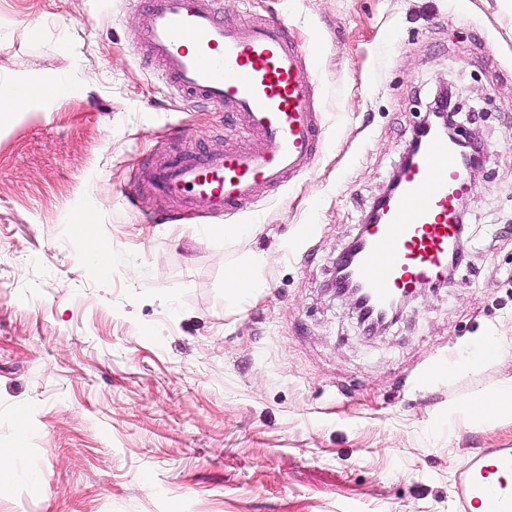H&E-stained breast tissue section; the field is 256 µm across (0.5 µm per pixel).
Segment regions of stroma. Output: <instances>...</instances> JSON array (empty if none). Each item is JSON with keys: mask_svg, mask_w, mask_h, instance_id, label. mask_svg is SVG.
<instances>
[{"mask_svg": "<svg viewBox=\"0 0 512 512\" xmlns=\"http://www.w3.org/2000/svg\"><path fill=\"white\" fill-rule=\"evenodd\" d=\"M319 47L322 147L308 171L220 218L127 198L159 152L249 139L146 64L132 0H0V93L61 76L48 112L0 129V512H459L462 463L512 451L471 424L512 380V0H221ZM448 86L488 162L452 284L365 336L332 262ZM93 224L105 276L73 223ZM318 227L315 237L306 225ZM259 281L227 298L226 273ZM455 361V373L442 369ZM509 355H511V346L504 345L492 337H487L477 346L476 353L472 357V360L491 362L502 360Z\"/></svg>", "mask_w": 512, "mask_h": 512, "instance_id": "1", "label": "stroma"}]
</instances>
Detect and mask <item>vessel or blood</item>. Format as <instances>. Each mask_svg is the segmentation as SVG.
<instances>
[{"instance_id": "obj_1", "label": "vessel or blood", "mask_w": 512, "mask_h": 512, "mask_svg": "<svg viewBox=\"0 0 512 512\" xmlns=\"http://www.w3.org/2000/svg\"><path fill=\"white\" fill-rule=\"evenodd\" d=\"M219 0H142L137 34L166 85L235 113L253 138L224 149L166 156L138 172L132 194L147 189L212 217L278 190L304 172L319 147L315 88L306 60L312 49L294 42L287 24L271 18L227 23ZM470 191L457 145L424 135L398 191L369 226L350 270L374 307L420 284L448 281L449 252H463L459 205ZM512 454L464 465L456 494L465 512H512Z\"/></svg>"}]
</instances>
